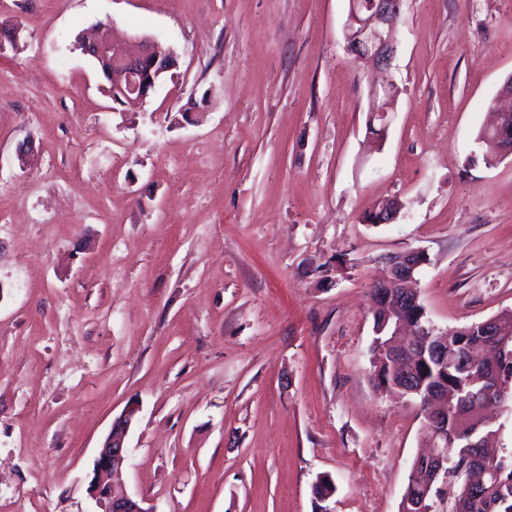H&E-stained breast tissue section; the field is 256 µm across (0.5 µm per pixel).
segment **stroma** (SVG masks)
Returning <instances> with one entry per match:
<instances>
[{"mask_svg":"<svg viewBox=\"0 0 512 512\" xmlns=\"http://www.w3.org/2000/svg\"><path fill=\"white\" fill-rule=\"evenodd\" d=\"M349 9L0 0V512H93L131 404L118 482L155 512H399L425 432L374 388L370 291L422 249L435 328L512 311V156L480 140L512 0H404L380 136ZM103 20L177 59L135 111L74 48ZM137 408L127 407L117 417L99 450L87 492L99 510L93 512H153L143 506V500L113 490L112 476L122 466L127 456L125 440L134 421Z\"/></svg>","mask_w":512,"mask_h":512,"instance_id":"35a3bbf8","label":"stroma"}]
</instances>
